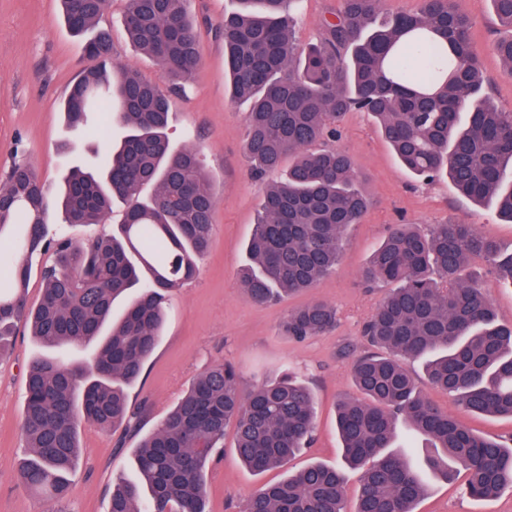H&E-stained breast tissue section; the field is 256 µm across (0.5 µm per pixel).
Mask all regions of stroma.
Here are the masks:
<instances>
[{"instance_id":"stroma-1","label":"stroma","mask_w":512,"mask_h":512,"mask_svg":"<svg viewBox=\"0 0 512 512\" xmlns=\"http://www.w3.org/2000/svg\"><path fill=\"white\" fill-rule=\"evenodd\" d=\"M457 10L475 22L473 41L480 52L485 90L504 110L512 109V77L493 49L508 29L490 0H454ZM126 0H109L101 19L112 34V54L147 82L168 89L160 63L128 40ZM236 0H190L201 62L185 92L172 95L167 136L172 150L200 151L215 196L213 230L207 253L194 279L172 289L165 300L161 339L138 381L129 388L130 402L148 401L151 412L143 433H151L192 381L216 362L233 364L243 389L290 371L307 383L316 397L315 433L309 447L287 468L261 474L237 459L234 432L226 430L224 450L208 467L209 512H242L259 486L282 480L288 471L308 463L339 465L342 449L336 430V403L355 395L351 363L368 345L362 336L366 318L384 297L385 288H366L361 271L391 225L415 224L428 229L449 221L475 225L504 247L512 246V223L495 204H474L448 177L422 182L403 169L376 120L350 112L341 122L336 148L352 159L359 188L371 206L360 223L348 228L336 269L315 288L270 305L251 303L239 273L247 261L245 244L253 231L267 184L283 172L253 178L244 154L248 104L231 103L224 67V17ZM86 40L67 27L60 0H0V176L14 163H28L48 188V228L63 222L57 193L72 168L90 165L93 140L68 125L63 101L82 73L93 67ZM481 288L490 297L498 323L512 324V287L502 283L482 259L470 262ZM320 300L336 310L335 326L298 342L285 335L288 312ZM44 348L27 328H20L0 355V512H52L20 478L26 457L20 418L30 363ZM118 432L84 423L78 431L81 455L71 475L72 512H107L113 483L136 480L138 439L117 447ZM427 492L416 512H512V489L495 498L469 496L464 479L452 482L426 476Z\"/></svg>"}]
</instances>
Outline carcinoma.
I'll use <instances>...</instances> for the list:
<instances>
[{"label":"carcinoma","instance_id":"1","mask_svg":"<svg viewBox=\"0 0 512 512\" xmlns=\"http://www.w3.org/2000/svg\"><path fill=\"white\" fill-rule=\"evenodd\" d=\"M132 43L155 58L175 87L200 59L188 0H126ZM224 18L225 67L234 104L250 103L245 152L257 177L291 158L286 177L265 187L241 273L258 305L314 287L336 268L343 237L370 199L356 186L350 157L318 148L336 137L350 111L374 117L400 164L414 176L448 175L475 203L494 201L512 220V111L485 93L469 18L452 0H423L416 13L383 17L380 0H343L322 22L317 42L297 43L303 0H237ZM107 0H61L77 34L99 23ZM108 33L86 44L98 61L64 101L68 121L101 135L100 115L125 135L91 167L72 169L61 206L68 224H101L115 199L128 203L112 234L78 242L48 239L44 185L18 162L0 183V352L19 323L54 354L32 361L22 431L29 448L21 477L67 512L69 475L79 456L78 428L88 422L139 435L150 410L130 404L161 337L165 293L192 279L208 248L215 208L204 163L195 148L174 152L165 129L169 98L119 65ZM512 77V36L495 44ZM155 186L147 199L143 189ZM54 249L41 267L43 291L29 309L25 290L33 256ZM480 257L512 285V250L472 224L452 221L422 232L395 224L362 272L373 287L391 286L366 319L363 336L383 352L353 359L360 397L338 406L337 428L348 466L360 471L355 512H415L425 492L419 470L390 451L397 422L441 448L428 465L450 479L459 467L470 496L488 499L512 487V446L474 435L455 414L422 394L404 361L422 363L427 382L455 397L465 412L512 418V326L497 322L484 292L466 273ZM336 310L312 301L288 314L284 329L302 341L334 326ZM93 348L86 366L71 349ZM314 395L288 373L250 391L231 364L207 368L135 451L139 482L112 486L109 512H206L207 470L234 429V452L253 472L283 468L311 442ZM342 468L312 463L259 487L244 512H346Z\"/></svg>","mask_w":512,"mask_h":512}]
</instances>
